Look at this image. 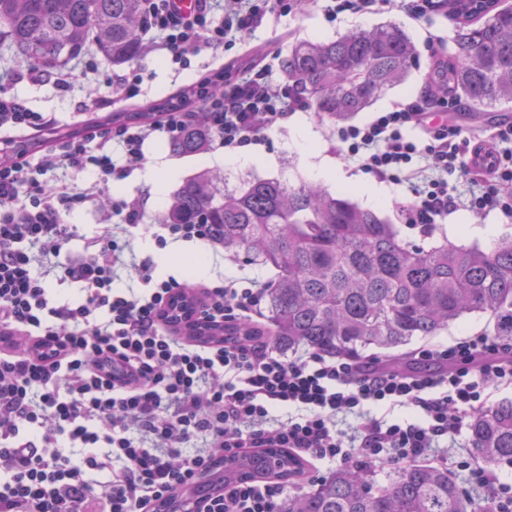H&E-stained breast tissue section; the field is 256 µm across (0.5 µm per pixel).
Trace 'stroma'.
<instances>
[{
  "mask_svg": "<svg viewBox=\"0 0 512 512\" xmlns=\"http://www.w3.org/2000/svg\"><path fill=\"white\" fill-rule=\"evenodd\" d=\"M394 23L406 31L413 40L418 59L407 80L388 90L377 100L371 111L358 113L357 121L369 119L371 112H382L391 109L398 102L415 96L426 85L429 67L427 38L437 35L441 38L439 48L443 52H451L455 36L454 26L446 19L435 16L429 22H419L401 9L398 4H391L383 12L377 14L339 15L336 20L326 18L321 0H310L303 11L291 15H272L263 25L246 36L249 48H263L268 53L271 79L273 82H283L284 76L280 68V60L295 42L305 39H334L349 31H367L382 23ZM224 52L220 49H208L196 58L192 66L180 70L172 65L167 56L149 55L142 64L146 70L143 92L141 96L126 103L117 104L120 112H128L150 102L171 97L180 91L194 85L206 73L208 67L223 62ZM114 68L107 61H100L98 73L88 76H78L73 91L69 94L58 92L52 83H32L28 80L18 81L13 91L24 99L28 106L37 112H46L56 117L60 127L76 130L84 121L83 114L77 113V101L104 92L103 84L107 75ZM311 134V147L308 153H300L293 146L291 127L274 128L266 132L261 145L255 146L254 151L259 157L258 163L239 168L225 166L224 171L231 183L240 184L253 178L286 179L291 183H299L309 178V170L315 165H327L335 169L337 178L329 182V189H345L358 204H365L366 190L373 186H381L386 194V203L380 207V216L390 223L398 225L400 234L407 241H425L426 245L436 246L444 241L457 244H477L483 247L491 246L499 238L512 234V222H507L498 214L477 215L466 209H459L451 215L447 223L437 225L432 237L422 238L419 231L404 224L397 211V203L403 197L400 187L391 184H378L371 175L358 171L354 164L338 156L336 144V126L334 123L320 119L314 111L303 114ZM147 161L144 170L134 172L123 182L122 194L126 198H137L145 194H153L154 185L144 176L145 169L157 168L165 173V194H172L190 175L206 167L205 155H180L170 150L168 142L163 138H155L145 145ZM170 256L171 264L167 271L156 272V279L172 276L184 279L185 272L190 269L198 257H205L209 264L207 282L219 283L224 279L252 278L265 283L274 282V269L251 264L245 259H231L225 256L222 248L214 246L206 240H172L164 250ZM492 325L488 318L472 314L440 332L437 336L413 341L407 345L409 353H416L432 344L448 345L455 340L478 333H491ZM462 447L456 455H449L447 449H433L428 458L429 463L449 459V473L458 484L470 495L476 498L485 497L486 488L476 481L466 466L467 454L464 449L470 441L469 432H461L458 437Z\"/></svg>",
  "mask_w": 512,
  "mask_h": 512,
  "instance_id": "35a3bbf8",
  "label": "stroma"
}]
</instances>
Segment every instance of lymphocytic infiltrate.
<instances>
[{
	"label": "lymphocytic infiltrate",
	"mask_w": 512,
	"mask_h": 512,
	"mask_svg": "<svg viewBox=\"0 0 512 512\" xmlns=\"http://www.w3.org/2000/svg\"><path fill=\"white\" fill-rule=\"evenodd\" d=\"M304 0H142L145 32L171 63L188 68L203 50L233 47L274 13L301 12ZM145 69L106 80L105 95L78 101L85 113L141 93ZM40 75L27 68L0 75V512H147V505L187 483L217 456L238 448H285L307 463L412 462L447 447L467 417L495 390L512 386V347L471 336L419 351L424 372L312 351L293 356L268 341L262 283L197 285L156 280L149 262L135 265L140 290L112 283L124 266L128 238L144 229L139 199H112L110 224L93 236L70 215L92 194L110 197L113 182L142 168L146 141L177 139L203 119L219 146L260 144L265 131L310 109L290 83L274 84L266 60L224 72V92L202 114L175 106L148 125L91 130L54 138L39 153L15 151L16 138L46 131L55 117L31 110L12 82ZM460 99L429 95L399 103L368 121L336 130V151L378 181L404 187L406 223H447L459 208L512 220V123L490 140L450 123ZM491 163L476 171L470 154ZM92 173L90 186L56 181V170ZM473 186L458 193L459 175ZM81 255L58 277L81 286L82 299L57 304L46 264L74 240ZM195 292L199 319L250 327V341L205 345L185 338L169 307ZM406 408L418 420L371 416ZM290 410L287 420L272 416ZM357 424L338 427L342 417ZM282 484L231 481L199 512H278Z\"/></svg>",
	"instance_id": "lymphocytic-infiltrate-1"
}]
</instances>
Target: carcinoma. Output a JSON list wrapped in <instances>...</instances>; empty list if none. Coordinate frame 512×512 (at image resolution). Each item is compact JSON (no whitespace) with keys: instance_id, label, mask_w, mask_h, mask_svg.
Returning a JSON list of instances; mask_svg holds the SVG:
<instances>
[{"instance_id":"obj_1","label":"carcinoma","mask_w":512,"mask_h":512,"mask_svg":"<svg viewBox=\"0 0 512 512\" xmlns=\"http://www.w3.org/2000/svg\"><path fill=\"white\" fill-rule=\"evenodd\" d=\"M448 0L454 51L427 74L433 99L456 94L491 108L512 102V5L502 0ZM141 0H0V55L49 74L80 58L89 45L112 65L138 60ZM415 46L398 25L352 31L334 40L291 46L281 60L288 80L327 120L345 121L405 80ZM224 82L183 94L204 105ZM164 106L126 113L150 123ZM213 141L198 122L170 142L195 155ZM161 224H206L211 240L278 272L268 289L270 341L351 357L374 346L398 348L435 336L471 313L492 322V335L512 344V236L491 248L418 246L396 225L320 185L255 178L238 187L205 169L172 193ZM475 453L493 467L512 465V401L469 415ZM281 512H498L495 501L466 496L448 468L416 463L394 468L377 484L368 464H351L290 495Z\"/></svg>"}]
</instances>
